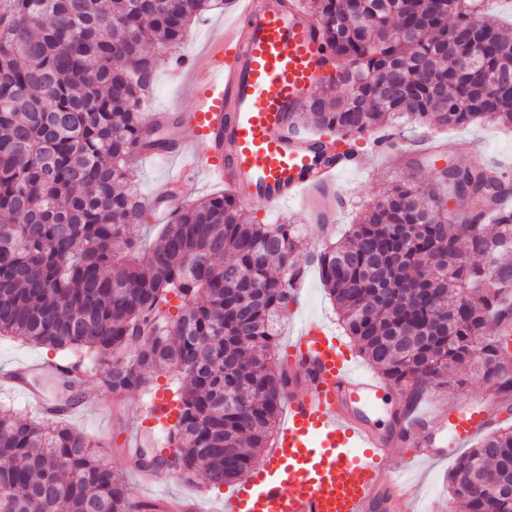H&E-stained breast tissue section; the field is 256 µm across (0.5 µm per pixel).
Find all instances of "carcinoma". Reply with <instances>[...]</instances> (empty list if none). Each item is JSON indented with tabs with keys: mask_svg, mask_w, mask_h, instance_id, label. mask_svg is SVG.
Listing matches in <instances>:
<instances>
[{
	"mask_svg": "<svg viewBox=\"0 0 512 512\" xmlns=\"http://www.w3.org/2000/svg\"><path fill=\"white\" fill-rule=\"evenodd\" d=\"M212 0H9L0 14V334L106 365L102 386L178 382L176 448L162 466L210 488L239 480L272 445L286 377L270 365L280 311L294 299L303 239L261 224L215 193L175 212L142 249L129 227L147 204L131 191L132 161L166 144L140 104L153 60ZM317 21L330 75L291 125L358 151L370 132L491 122L512 131V35L460 0H301ZM475 62L467 63V57ZM512 177L451 165L421 187L396 182L342 244L314 256L345 331L405 409L466 367L512 409V365L494 323L512 330V211L483 215ZM473 200L448 224V196ZM177 298L179 312L171 314ZM489 474L493 489L480 485ZM468 512H512V426L503 422L448 473ZM0 512H134L129 486L91 440L0 404Z\"/></svg>",
	"mask_w": 512,
	"mask_h": 512,
	"instance_id": "1",
	"label": "carcinoma"
}]
</instances>
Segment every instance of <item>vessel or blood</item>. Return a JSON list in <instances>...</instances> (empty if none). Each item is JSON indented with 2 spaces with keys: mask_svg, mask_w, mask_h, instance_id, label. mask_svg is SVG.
Returning a JSON list of instances; mask_svg holds the SVG:
<instances>
[{
  "mask_svg": "<svg viewBox=\"0 0 512 512\" xmlns=\"http://www.w3.org/2000/svg\"><path fill=\"white\" fill-rule=\"evenodd\" d=\"M216 42L185 75L193 107L168 117L176 134L166 150L178 165L154 197L158 223L181 207L186 176L227 186L246 206L273 210L290 202L333 221L340 197L338 164L318 151V136L291 126L321 86L324 68L317 23L297 4L237 0ZM286 413L274 445L249 480L229 491L216 512H408L414 488L410 465L446 459L496 417L494 402L473 398L445 412L396 414L389 431L371 415L386 402L390 385L360 370L330 331L306 326L288 346ZM66 366L33 361L0 373V381L27 387L30 379L60 377ZM162 396L150 415L130 428L129 447H142L152 427L175 420ZM413 454L394 461L396 448ZM155 512H200L185 497L154 500Z\"/></svg>",
  "mask_w": 512,
  "mask_h": 512,
  "instance_id": "1",
  "label": "vessel or blood"
}]
</instances>
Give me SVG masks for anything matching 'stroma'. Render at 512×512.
<instances>
[{
  "label": "stroma",
  "mask_w": 512,
  "mask_h": 512,
  "mask_svg": "<svg viewBox=\"0 0 512 512\" xmlns=\"http://www.w3.org/2000/svg\"><path fill=\"white\" fill-rule=\"evenodd\" d=\"M232 13V8L221 6L205 11L191 21L187 35L179 45L172 48L149 47L148 52L154 60V80L153 88L142 105L143 116L190 111L193 93L189 88L174 82L172 73L179 64H191L196 54L211 43L214 31ZM389 133L394 148L387 153L376 150L372 137L359 140L358 147L366 161L361 169L345 171L339 175L342 204L336 212L334 223L321 224L312 213L300 210L294 203L269 213L257 212L256 217L260 223L291 222L300 225L303 235V250L297 255L296 261L303 266L304 273L294 301L289 302L280 315L281 333L272 353L275 361L285 359L288 338L301 320L313 317L341 337L356 364H363L364 359L356 342L346 335L321 283L319 272L315 266L308 264L307 257L320 250L325 241L337 243L343 240L356 213L373 206L386 186L409 175L420 184L432 182L436 165L427 160L422 150L426 138L440 141L443 161L470 163L471 149L477 146L482 151L484 162L512 170V134L501 132L491 123L445 130L425 127L413 131L395 123L391 125ZM173 167V162L139 155L131 167V178L142 197L148 199L158 191ZM29 360L60 363L64 357L57 351L24 342L14 336L0 335V368ZM455 377L456 386L431 389L421 403L422 408L445 411L464 404L471 395H480L488 390L487 385L472 377L469 371H456ZM172 387L168 376L157 374L146 389L128 392L119 399L102 392L98 406L80 413L72 421L73 427L92 440L98 458L103 459L113 474L126 484L138 483L139 477L130 467V459L123 444L124 432L155 394ZM459 455V450H452L450 459L424 465L415 474L416 512H466L462 501L452 496L448 489V472L454 458ZM142 491L148 497L168 494L190 496L197 500L205 512H211L212 508L217 507L219 499L224 495L223 490L201 487L194 479L175 471L167 472L163 484L146 485Z\"/></svg>",
  "instance_id": "obj_1"
}]
</instances>
